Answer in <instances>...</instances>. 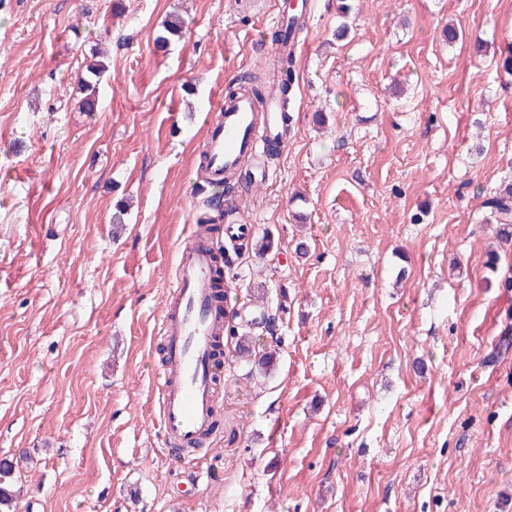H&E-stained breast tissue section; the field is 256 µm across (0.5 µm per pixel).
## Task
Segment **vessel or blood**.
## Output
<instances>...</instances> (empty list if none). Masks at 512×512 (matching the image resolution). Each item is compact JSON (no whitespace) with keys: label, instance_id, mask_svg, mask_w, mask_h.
<instances>
[{"label":"vessel or blood","instance_id":"vessel-or-blood-1","mask_svg":"<svg viewBox=\"0 0 512 512\" xmlns=\"http://www.w3.org/2000/svg\"><path fill=\"white\" fill-rule=\"evenodd\" d=\"M219 110L207 126L205 164L219 182L243 169L245 159L271 148L282 149L287 137L280 125L279 105L269 100L257 108L244 91L221 94ZM215 250L197 228L177 254L176 276L161 312L160 337L165 348L157 387L158 418L164 440L195 444L209 430L217 401L214 354L222 343L231 307L217 309Z\"/></svg>","mask_w":512,"mask_h":512}]
</instances>
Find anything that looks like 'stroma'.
Listing matches in <instances>:
<instances>
[{
	"instance_id": "stroma-1",
	"label": "stroma",
	"mask_w": 512,
	"mask_h": 512,
	"mask_svg": "<svg viewBox=\"0 0 512 512\" xmlns=\"http://www.w3.org/2000/svg\"><path fill=\"white\" fill-rule=\"evenodd\" d=\"M174 13L183 36L157 49ZM274 16L273 0H0L16 512H512V243L483 206L512 182V0H313L286 149L268 183L212 193L204 121L275 59ZM97 46L110 67L89 113ZM214 199L216 224L237 212L274 242L233 252L224 278L239 334L276 366L249 376L225 343L219 426L172 459L160 313ZM106 72L107 65L104 60V53L100 51L93 53L89 62L86 64L84 76L80 78L81 87L84 91L81 106L85 112H94L97 110V85Z\"/></svg>"
}]
</instances>
